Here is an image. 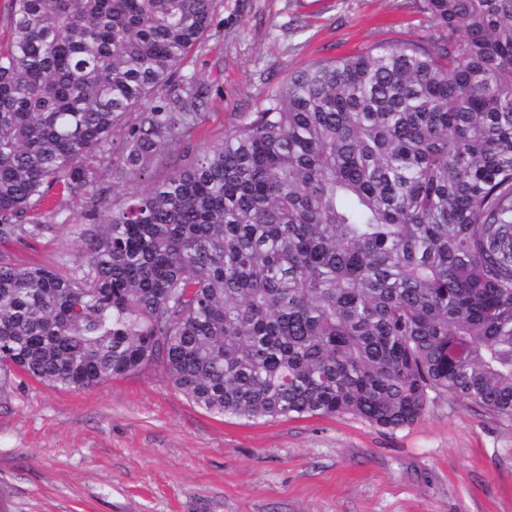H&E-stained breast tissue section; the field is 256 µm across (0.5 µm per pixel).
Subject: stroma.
<instances>
[{
    "label": "stroma",
    "mask_w": 512,
    "mask_h": 512,
    "mask_svg": "<svg viewBox=\"0 0 512 512\" xmlns=\"http://www.w3.org/2000/svg\"><path fill=\"white\" fill-rule=\"evenodd\" d=\"M422 0H217L180 73L208 88L168 145L187 163L256 111L294 70L432 29ZM169 167L129 182L104 166L97 211L50 191L48 231L0 240V260L74 273L87 231ZM0 395V512H512V419L439 397L414 424L351 415L210 414L163 366L86 390L18 375Z\"/></svg>",
    "instance_id": "35a3bbf8"
}]
</instances>
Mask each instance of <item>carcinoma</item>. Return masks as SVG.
<instances>
[{"instance_id": "cac0c4a2", "label": "carcinoma", "mask_w": 512, "mask_h": 512, "mask_svg": "<svg viewBox=\"0 0 512 512\" xmlns=\"http://www.w3.org/2000/svg\"><path fill=\"white\" fill-rule=\"evenodd\" d=\"M433 34L289 75L112 210L81 273L0 262V393L161 364L201 409L396 429L431 395L512 418V0H423ZM215 0H11L0 239L55 187L97 206L197 118L176 78ZM133 116L121 148L113 130Z\"/></svg>"}]
</instances>
